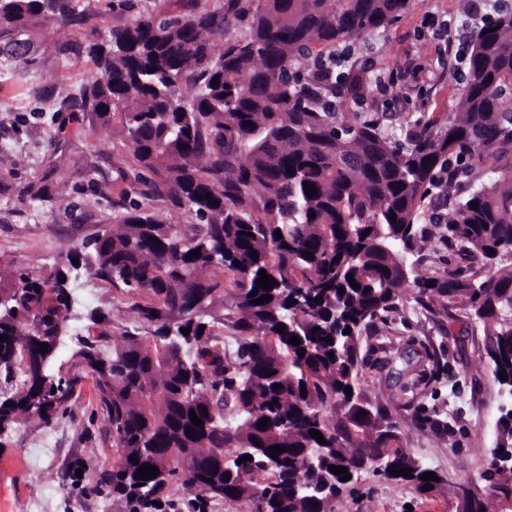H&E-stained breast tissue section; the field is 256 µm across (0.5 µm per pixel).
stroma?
<instances>
[{
    "label": "stroma",
    "mask_w": 512,
    "mask_h": 512,
    "mask_svg": "<svg viewBox=\"0 0 512 512\" xmlns=\"http://www.w3.org/2000/svg\"><path fill=\"white\" fill-rule=\"evenodd\" d=\"M77 11L81 24L70 32L33 25L20 33L17 56L0 53V261L33 273L111 223L126 196L112 167L131 159L133 149L117 125L90 128L73 120L61 102L98 74L87 45L134 14L120 0H80ZM445 23L461 36L473 31L464 0H410L385 28L354 40V60L366 70L370 88L364 102L339 106L342 118L355 123L371 112H391L403 126L423 112L455 116L462 86L436 37ZM42 181L47 194L30 203L29 187ZM72 291L75 302L55 368L77 384L65 413L51 424L30 417L0 442L1 461L23 459L0 487L9 512H130L127 499L100 489L116 459L112 433L92 380L71 354L88 334V309L109 312L114 344L124 329L136 326V314L122 290L97 279L78 278ZM483 354L479 325L425 311L408 296L363 347L362 385L379 397L404 446L422 464L446 481L469 482L485 497L488 512H507L483 478L493 462L500 407L508 401ZM439 361L447 365L440 374L434 371ZM336 512H448V498L426 497L368 472Z\"/></svg>",
    "instance_id": "35a3bbf8"
}]
</instances>
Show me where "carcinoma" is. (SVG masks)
<instances>
[{
	"mask_svg": "<svg viewBox=\"0 0 512 512\" xmlns=\"http://www.w3.org/2000/svg\"><path fill=\"white\" fill-rule=\"evenodd\" d=\"M407 5L215 0L200 9L176 0V10L142 13L88 45L100 75L77 101L92 123L118 120L132 143L133 160L113 171L135 199L40 273L0 262V336H8L0 373L22 375L19 388L0 393V437L32 414L48 424L64 411L76 379L54 373L71 307L60 276L82 268L141 298L138 326L120 347L102 353L112 322L95 309L88 321L99 335L79 339L73 353L115 439L120 466L104 477L113 495L151 508L180 482L202 501L248 512H335L370 470L424 496L446 490L455 512H487L463 482L420 479L430 468L403 449L397 422L363 388L360 349L377 321L399 310L411 281L422 308L482 327L487 363L512 393V265L496 266L512 258V15L467 44L453 120L422 115L396 129L376 112L346 123L309 87L313 75L296 69ZM78 18L73 0H0V42L15 49V31L27 24L66 30ZM237 22L248 26L240 39L228 34ZM339 92L363 99V76L342 74ZM172 208L195 223H168ZM433 237L481 266L420 274L409 255ZM217 268L227 279L213 278ZM262 270L275 281L268 290L257 285ZM264 295L271 299L255 303ZM224 329L237 344L231 357ZM192 411L204 425L192 423ZM274 446L287 451L273 458ZM495 450L512 454V410L498 419ZM245 455L251 460L239 462ZM144 465L159 475L136 478ZM404 468L412 476L390 473ZM485 478L494 495L512 498V465L494 463Z\"/></svg>",
	"mask_w": 512,
	"mask_h": 512,
	"instance_id": "carcinoma-1",
	"label": "carcinoma"
}]
</instances>
